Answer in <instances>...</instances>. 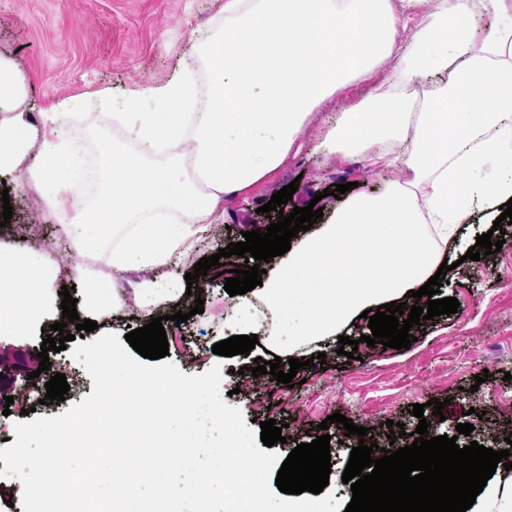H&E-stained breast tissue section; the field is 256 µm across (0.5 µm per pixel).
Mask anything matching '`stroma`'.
Returning a JSON list of instances; mask_svg holds the SVG:
<instances>
[{
	"label": "stroma",
	"instance_id": "35a3bbf8",
	"mask_svg": "<svg viewBox=\"0 0 512 512\" xmlns=\"http://www.w3.org/2000/svg\"><path fill=\"white\" fill-rule=\"evenodd\" d=\"M223 2L0 0V57L12 61L19 72L33 125H41L43 113L52 111L60 101H76L75 120L83 129L82 144L93 148V160L99 164L103 158L96 147L108 129L103 107L125 111L135 87L165 82L184 63L198 61V41L219 26ZM391 71V62L381 63L370 81L350 83L313 111L297 139L300 152L256 184L247 201L228 202L223 221L208 230L207 246L183 257L179 269L156 270L157 280L175 279L178 273L192 271L200 257L242 241L244 232L254 228L256 209L291 181L299 183L294 205L302 208L310 200H318L328 217L340 205L333 196L337 185L353 182L358 192L377 194L389 182L405 180L400 169L370 171L360 155L345 160L314 150L336 114L384 91ZM104 89L112 93L106 104L99 96ZM38 156V145H31L22 167L6 179L13 215L0 228V240L18 241L33 249L38 259L49 265L51 291L61 292L67 285L72 298L79 300L83 294L72 286L74 250L62 236L58 220L48 217L41 193L26 182L27 169ZM89 262L103 283L119 284L123 302L116 312L99 316L98 332L85 334V342H92L100 332L123 336L129 329L164 317L169 362L187 375L220 366L221 385L228 392L225 402L251 420L252 430H259L261 422L271 418L282 425L287 441L275 444L273 450L283 458L298 444L318 436L319 423L332 414L345 415L351 423L366 427L368 433L363 438L345 436L334 426L328 429L332 464L328 488L342 503L352 498L342 474L359 442H375L385 449L412 445L413 433L423 418L429 423V436L445 434L461 446L475 441L498 451L506 448V438L512 435V241L503 244L500 252L464 261L449 271L441 295L457 298L460 307L455 314L423 321L410 349H387L380 344L371 348L361 343L369 328L367 320L359 319L345 331L359 343L358 359L351 361L338 354L337 338L314 344L312 353L324 354V363L299 370V382L291 388L272 375L251 374L255 358L274 360L268 340H260L246 356L213 353V345L227 339L230 321L225 279L216 269H209L206 278L193 283L192 295L157 303L137 297L138 274L113 270L103 256L90 257ZM198 297L204 302V311L190 315ZM177 309L188 313V321H170V314ZM61 318L56 311L26 334L0 335V439L13 438L14 425L24 421L25 409H34L39 417H54L92 393L91 377L70 354L74 342H67L63 351L50 353L48 371L38 369L40 346L51 324ZM56 373L65 375L70 390L65 401L44 403L45 384ZM478 375L485 376V383L475 384ZM22 390L27 393L22 403L6 404V397ZM435 398L445 402L439 417L428 405ZM416 403L424 407L423 418L410 414ZM390 419L403 424L405 430L393 442L387 437ZM466 422L473 424V432L458 435L457 424Z\"/></svg>",
	"mask_w": 512,
	"mask_h": 512
}]
</instances>
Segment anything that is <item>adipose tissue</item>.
I'll use <instances>...</instances> for the list:
<instances>
[{"mask_svg":"<svg viewBox=\"0 0 512 512\" xmlns=\"http://www.w3.org/2000/svg\"><path fill=\"white\" fill-rule=\"evenodd\" d=\"M426 9L416 37L401 34ZM224 21L205 44L204 77L178 69L137 89L147 112H113L130 151L103 139L96 204L76 201L85 164L71 133V101L45 113L39 136L26 117L14 67L0 59V172L19 166L79 251L107 246L116 270L172 265L193 251L224 200L247 196L293 151L310 112L393 61L396 91L339 113L316 151L365 156L370 169L402 166L408 178L378 196L354 195L332 217L291 240L261 291L232 296L236 325L279 324L285 356L335 336L372 307L402 303L434 276L473 210L497 218L512 199V0H224ZM491 15L479 24L480 15ZM438 78L418 103L402 86ZM165 153L153 166L149 155ZM190 216L169 224L168 212ZM45 266L0 242V333L51 312Z\"/></svg>","mask_w":512,"mask_h":512,"instance_id":"1","label":"adipose tissue"}]
</instances>
